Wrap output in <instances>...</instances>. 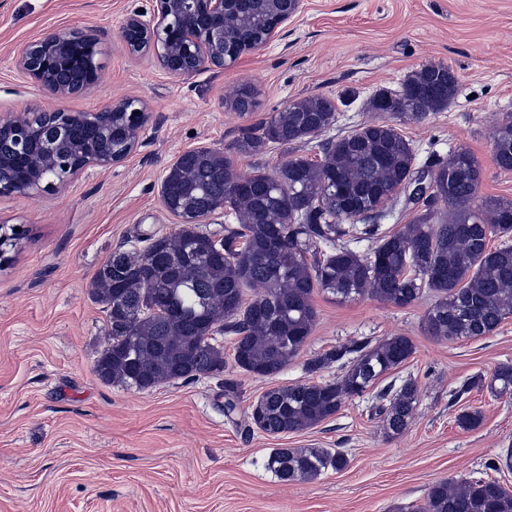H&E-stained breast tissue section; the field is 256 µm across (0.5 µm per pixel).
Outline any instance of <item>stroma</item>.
Returning <instances> with one entry per match:
<instances>
[{
    "instance_id": "1",
    "label": "stroma",
    "mask_w": 512,
    "mask_h": 512,
    "mask_svg": "<svg viewBox=\"0 0 512 512\" xmlns=\"http://www.w3.org/2000/svg\"><path fill=\"white\" fill-rule=\"evenodd\" d=\"M150 0H0V113L43 110L53 96L16 71L22 44L69 28L96 30L100 77L64 101L88 112L122 97L147 106L130 151L108 168L91 167L63 188L0 195V225L20 238L0 263V512H393L423 505L429 487L470 478L512 448V397L473 390L459 406L448 393L475 375L512 365V318L492 335L453 343L428 336L423 319L435 297L405 307L371 298L340 301L316 294L317 321L299 358L274 381L236 367L224 337V378L242 403L268 386L328 381L337 367L308 373L304 363L360 338L408 336L414 352L391 379L413 375L418 414L401 435L370 415V398L346 400L331 419L281 438L245 433L224 415L215 379L138 392L107 384L94 363L107 334L106 316L90 297L97 270L141 235L174 233L179 220L162 204L166 167L184 151L219 148L238 170L274 173L297 156L319 161L315 145H269L234 155L246 129L294 100L347 90L336 132L373 120L366 101L396 89L428 64L451 67L458 92L448 108L421 122H398L418 166L430 154L469 150L483 168L480 197L512 200V172L493 162L492 136L512 114V0H303L286 35L242 53L224 68L174 78L156 54L131 55L123 18ZM256 107H230L241 87ZM479 409L481 425L458 427L460 409ZM275 448H339L346 469L312 481H278L265 464Z\"/></svg>"
}]
</instances>
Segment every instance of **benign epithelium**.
Here are the masks:
<instances>
[{
    "mask_svg": "<svg viewBox=\"0 0 512 512\" xmlns=\"http://www.w3.org/2000/svg\"><path fill=\"white\" fill-rule=\"evenodd\" d=\"M151 17L136 12L129 15L121 35L130 53L139 55L153 50L162 68L176 77L190 76L208 68L222 69L232 60L224 57V25L248 7V0H152ZM273 19L266 34L244 44L243 51L268 45L293 22L302 8V0H274ZM99 38L73 28L54 31L23 46L15 58L19 72L63 101L86 90L88 82L98 78ZM147 111L145 103L133 97L115 99L94 112H67L62 108L43 110L46 130L60 151L69 156L71 175L92 165L108 167L122 160L112 148L90 153L83 143L69 139L73 122H89L98 116L126 118L125 135L136 141ZM28 112L0 115V137L15 138L10 154L0 153V174L14 167L17 157L29 159L23 180L6 181L0 177V194H29L49 180L58 155L43 151L42 129L30 126Z\"/></svg>",
    "mask_w": 512,
    "mask_h": 512,
    "instance_id": "1",
    "label": "benign epithelium"
}]
</instances>
